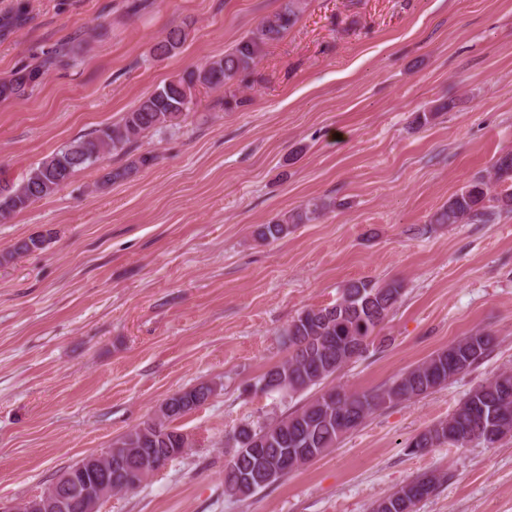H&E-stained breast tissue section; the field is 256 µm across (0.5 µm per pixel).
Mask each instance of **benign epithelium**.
Returning a JSON list of instances; mask_svg holds the SVG:
<instances>
[{"label": "benign epithelium", "mask_w": 512, "mask_h": 512, "mask_svg": "<svg viewBox=\"0 0 512 512\" xmlns=\"http://www.w3.org/2000/svg\"><path fill=\"white\" fill-rule=\"evenodd\" d=\"M213 394H197L193 399L181 390L171 394L161 404V408L170 413L181 409L185 404L196 408L212 399ZM182 449L167 448L165 453H157L153 448H138L133 451L136 465L126 472L125 484L138 487L156 471L180 456ZM112 495V466L103 463L101 454L82 459L79 469H67L61 472L54 482L52 493L36 495L21 506L3 507L0 512H69L77 505L82 512H99L101 502Z\"/></svg>", "instance_id": "7a95c632"}]
</instances>
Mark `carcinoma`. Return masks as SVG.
Listing matches in <instances>:
<instances>
[{"mask_svg": "<svg viewBox=\"0 0 512 512\" xmlns=\"http://www.w3.org/2000/svg\"><path fill=\"white\" fill-rule=\"evenodd\" d=\"M304 9L305 0H281L274 14L263 18L224 56L164 83L124 113L120 121L78 137L31 167L21 180L1 178L0 221L55 194L76 172L94 166L106 154H125L147 134L179 126L201 88L224 90V105L230 109L246 105L249 99L239 96L240 77L254 70L264 49L281 40ZM187 37L182 28L169 30L154 45V58L170 56ZM54 64V59L45 58L0 82V103L23 97ZM153 160L152 156L141 155L109 172L107 179H127ZM491 178L492 184L483 179L467 184L434 212L428 223H488L496 210H512V185L496 190V186L512 182L511 151L496 159ZM331 207L332 202L315 199L304 210L283 214L263 225L259 237L264 241L278 240L288 234V225L316 220ZM45 243L43 235L21 239L0 255V263L41 250ZM402 296L403 286L397 281L355 280L342 288L336 305L304 309L284 331L288 355L258 380L257 388L266 394L292 397L321 385L341 367L362 356L372 343L375 330L385 323ZM492 342V336L477 330L433 352L382 388L350 394L331 388L283 418L253 430L240 428L235 435L238 447L224 465L225 491L249 497L273 486L288 477V473L266 482L260 477V469L281 464L286 450L302 449L301 454L291 458L294 472L336 447L345 434L362 425L374 410L394 401L424 397L444 386L449 375L470 370L487 356ZM476 427L483 429L476 440L488 448L512 435L511 369L494 374L470 390L448 419L428 426L409 442L407 449L423 453L442 444L464 448L468 446L466 436Z\"/></svg>", "mask_w": 512, "mask_h": 512, "instance_id": "1", "label": "carcinoma"}]
</instances>
